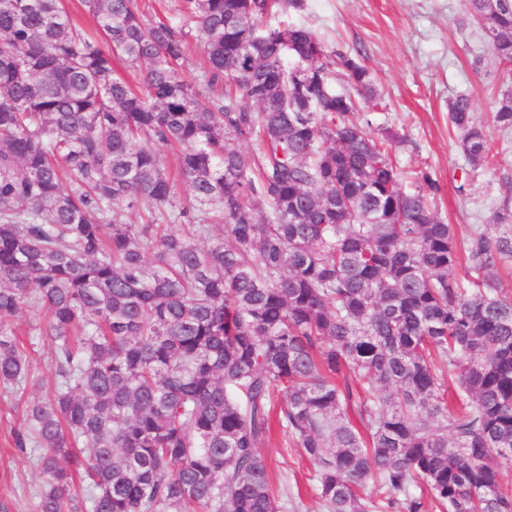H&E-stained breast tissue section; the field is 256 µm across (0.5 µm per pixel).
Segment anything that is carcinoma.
Returning a JSON list of instances; mask_svg holds the SVG:
<instances>
[{
    "label": "carcinoma",
    "mask_w": 512,
    "mask_h": 512,
    "mask_svg": "<svg viewBox=\"0 0 512 512\" xmlns=\"http://www.w3.org/2000/svg\"><path fill=\"white\" fill-rule=\"evenodd\" d=\"M302 2L179 0L174 23L83 0L102 47L62 0H0V384L32 382L29 308L57 377L16 438L48 476L37 512H279L275 423L324 512H512V233H472L454 277L438 183L401 191L356 118L369 70L268 22ZM468 2L512 64V0ZM448 119L491 159L468 95ZM494 121L512 129V92Z\"/></svg>",
    "instance_id": "obj_1"
}]
</instances>
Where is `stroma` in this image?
Wrapping results in <instances>:
<instances>
[{
    "label": "stroma",
    "mask_w": 512,
    "mask_h": 512,
    "mask_svg": "<svg viewBox=\"0 0 512 512\" xmlns=\"http://www.w3.org/2000/svg\"><path fill=\"white\" fill-rule=\"evenodd\" d=\"M271 21L306 27L338 50L360 53L377 91L366 132L380 139L391 131L407 139L392 147L404 173L403 191L415 189L411 173L427 171L441 187L436 212L456 225L459 236L503 232L494 216L512 210V129L497 127L493 116L498 99L512 92V65L492 59L466 0H303L300 11L276 13ZM461 93L471 97L474 119L487 130L493 149L491 163L476 170L448 121V102ZM43 318L30 309L15 320L31 345L34 383L25 394L30 398L50 394L55 383L52 349L33 334ZM22 397L0 385V504L9 512H35L46 481L38 449L14 446ZM260 448L275 474L280 512H323L314 469L301 449L279 431Z\"/></svg>",
    "instance_id": "1"
}]
</instances>
